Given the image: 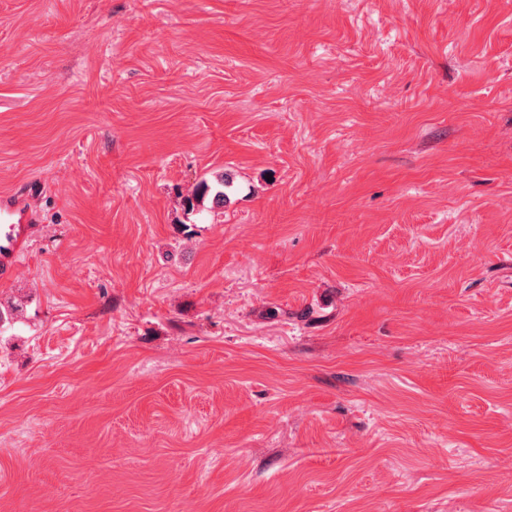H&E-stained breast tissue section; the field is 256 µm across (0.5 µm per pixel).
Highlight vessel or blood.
<instances>
[{"instance_id":"1","label":"vessel or blood","mask_w":512,"mask_h":512,"mask_svg":"<svg viewBox=\"0 0 512 512\" xmlns=\"http://www.w3.org/2000/svg\"><path fill=\"white\" fill-rule=\"evenodd\" d=\"M36 216L24 196L7 194L0 197V281L10 280L18 257L25 247Z\"/></svg>"}]
</instances>
